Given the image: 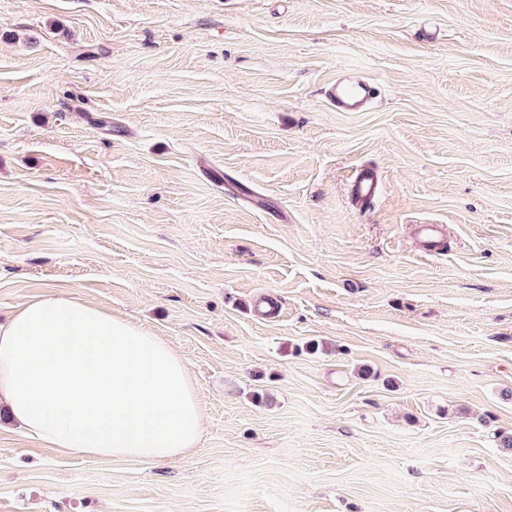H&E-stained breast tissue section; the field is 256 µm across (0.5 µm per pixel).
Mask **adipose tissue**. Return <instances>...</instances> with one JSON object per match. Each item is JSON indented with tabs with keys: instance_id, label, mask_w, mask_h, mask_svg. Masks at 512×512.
<instances>
[{
	"instance_id": "1",
	"label": "adipose tissue",
	"mask_w": 512,
	"mask_h": 512,
	"mask_svg": "<svg viewBox=\"0 0 512 512\" xmlns=\"http://www.w3.org/2000/svg\"><path fill=\"white\" fill-rule=\"evenodd\" d=\"M0 410L28 437L87 458L165 461L202 434L197 389L161 337L69 295L0 322Z\"/></svg>"
}]
</instances>
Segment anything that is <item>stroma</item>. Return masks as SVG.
<instances>
[{"instance_id":"stroma-1","label":"stroma","mask_w":512,"mask_h":512,"mask_svg":"<svg viewBox=\"0 0 512 512\" xmlns=\"http://www.w3.org/2000/svg\"><path fill=\"white\" fill-rule=\"evenodd\" d=\"M56 294L169 343L202 436L0 425V512H512V0H0V317ZM328 101L341 112H356L377 95V88L365 81L338 78L327 89ZM380 180L371 167H362L356 171L351 180L350 194L352 200L359 205L370 203L378 194ZM416 228L421 245L426 251L435 250L445 239L442 224H419Z\"/></svg>"}]
</instances>
